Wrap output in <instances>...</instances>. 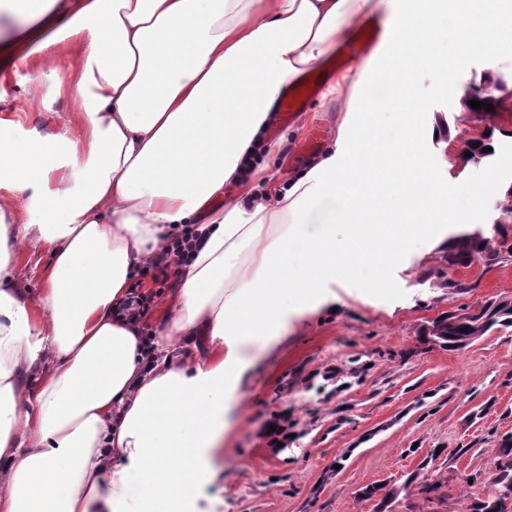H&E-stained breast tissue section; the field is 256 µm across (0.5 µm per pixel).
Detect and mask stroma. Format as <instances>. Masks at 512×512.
<instances>
[{
  "label": "stroma",
  "instance_id": "35a3bbf8",
  "mask_svg": "<svg viewBox=\"0 0 512 512\" xmlns=\"http://www.w3.org/2000/svg\"><path fill=\"white\" fill-rule=\"evenodd\" d=\"M447 72L420 71L414 93L429 117L446 128L444 176L454 190H471L490 171L512 181V54L470 57ZM499 79L506 88L493 121L471 113L461 122L460 103L474 87ZM340 101L316 96L294 122H274L268 137L281 141L270 160L282 174L312 162L301 154L294 127L322 130L329 145L336 133ZM71 101L37 71L21 67L0 83V113H13L17 137H49L71 116ZM500 129L496 152L480 162L462 155L477 131ZM37 188L18 194L0 187V207L14 224L48 222ZM443 255L430 247L387 268L389 287L366 293L373 279L337 288L335 306L290 316L288 331L259 351L243 375L224 415V473L206 483L197 512H460L484 498L494 473L490 450L512 448V328L492 329L466 349L451 351L425 341L431 321L448 311L512 298V262L492 267L477 261L454 271L473 286L458 292L433 274ZM340 367L338 382L323 380L324 366ZM287 411L296 437L288 448H269L261 432L272 413ZM449 483L451 495L418 494L423 477ZM397 491L388 506L366 498L369 488Z\"/></svg>",
  "mask_w": 512,
  "mask_h": 512
}]
</instances>
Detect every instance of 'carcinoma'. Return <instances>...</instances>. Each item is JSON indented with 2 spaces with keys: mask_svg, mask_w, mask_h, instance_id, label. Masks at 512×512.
I'll list each match as a JSON object with an SVG mask.
<instances>
[{
  "mask_svg": "<svg viewBox=\"0 0 512 512\" xmlns=\"http://www.w3.org/2000/svg\"><path fill=\"white\" fill-rule=\"evenodd\" d=\"M475 261L492 266L512 262V222L502 219L494 225L492 236L477 230L455 236L448 245L442 267L437 269L441 285L458 291L469 292L474 284L456 281L448 277V271L456 267H467ZM512 327V299L489 300L484 304L463 307L448 312L438 319L429 330V339L453 351L465 348L481 338L494 326ZM512 460L495 463V474L486 499L466 506L464 512H512Z\"/></svg>",
  "mask_w": 512,
  "mask_h": 512,
  "instance_id": "obj_1",
  "label": "carcinoma"
}]
</instances>
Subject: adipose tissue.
Instances as JSON below:
<instances>
[{
    "label": "adipose tissue",
    "mask_w": 512,
    "mask_h": 512,
    "mask_svg": "<svg viewBox=\"0 0 512 512\" xmlns=\"http://www.w3.org/2000/svg\"><path fill=\"white\" fill-rule=\"evenodd\" d=\"M502 3L387 0L389 50L339 78L333 145L283 183L259 163L278 150L275 102L375 0H32L0 34V79L37 67L75 111L49 142L13 136L0 113V183L43 188L63 215L19 231L0 210V512H189L215 473L228 396L289 315L482 223L485 198L512 189L493 174L455 206L428 151L445 131L414 79L448 66L440 26L473 54L512 45ZM380 74L394 140L366 96ZM324 198L339 203L333 223L304 235ZM195 223L204 234L145 342L112 311L172 227ZM33 241L49 261L29 296L13 258Z\"/></svg>",
    "instance_id": "ef3b65f1"
}]
</instances>
